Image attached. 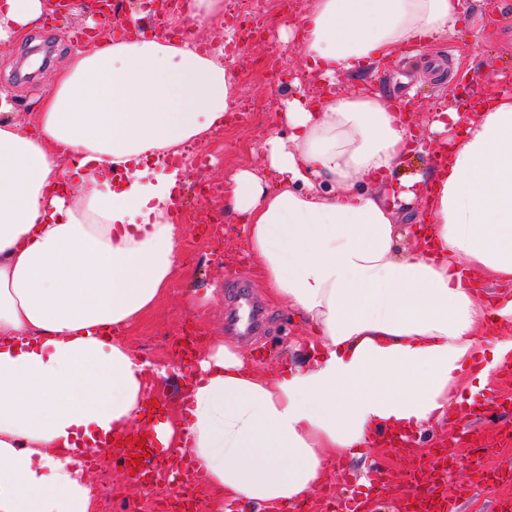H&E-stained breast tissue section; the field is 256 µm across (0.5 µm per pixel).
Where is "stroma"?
<instances>
[{
  "label": "stroma",
  "instance_id": "1",
  "mask_svg": "<svg viewBox=\"0 0 512 512\" xmlns=\"http://www.w3.org/2000/svg\"><path fill=\"white\" fill-rule=\"evenodd\" d=\"M467 4L470 13L481 12L490 18L485 34H475L468 23H461L455 36L427 40L420 57L400 52L371 74L372 82L384 94L411 99L416 109L417 134H427L431 111L445 92L466 94L490 73L512 74V0H467ZM255 12L262 34L243 46L239 59L234 62L242 107L227 115L223 130L208 142L196 145V153L211 155L209 169L200 172L190 168L183 175L184 202L198 213L197 223L184 225L185 260L172 279L169 294L125 336L135 351L156 368L175 364L176 337L197 332L207 340L234 341L238 350L248 357L254 350H262L265 358L257 362V369L275 375L287 364L294 343L302 338L303 328L296 313L267 298L255 277L253 264H246L239 281L226 279L223 265L203 244L210 218L220 216L225 226L234 225V216L226 210L228 180L238 169H261L263 143L277 131V114L283 110L285 99L293 96V83L300 75L297 49L281 41L277 32L278 25L293 20L287 6L274 7L270 0H255ZM82 23V11L77 8L52 32L37 31L26 42L0 44V92L7 94L14 120L27 122L33 99L64 64L67 50L73 47ZM457 53L467 58L469 78L461 80L452 76L453 56ZM270 55L276 58V77L255 73V62ZM251 102L261 104V111H245V104ZM204 179L215 190L201 203L196 190L198 182ZM241 285L260 301L266 315L262 330L250 340L236 335L224 317L230 296ZM204 292L209 293L210 299L200 312L193 307L191 298ZM511 427L512 414L492 422L473 419V438L461 449L466 461L448 475L442 486L448 494L458 487H466L467 494L460 500L458 512H498L499 500L512 498V482L490 487L479 482L474 474L477 467L489 465L512 475V446L496 443L498 432ZM368 455L388 476L385 489L369 501V512H401L411 492L407 481L409 461L386 445L369 449Z\"/></svg>",
  "mask_w": 512,
  "mask_h": 512
}]
</instances>
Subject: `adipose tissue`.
Listing matches in <instances>:
<instances>
[{
	"label": "adipose tissue",
	"mask_w": 512,
	"mask_h": 512,
	"mask_svg": "<svg viewBox=\"0 0 512 512\" xmlns=\"http://www.w3.org/2000/svg\"><path fill=\"white\" fill-rule=\"evenodd\" d=\"M466 12L465 0H312L282 28L332 92L289 100L286 134L265 142L261 171L231 176L228 208L268 296L312 337L275 377L214 341L157 422L156 377L104 331L168 294L183 169L167 161L223 129L235 74L187 40L107 35L74 48L27 123L0 96V512H97L71 450L145 426L194 459L208 512H280L306 503L333 460L387 429L425 431L491 381L466 369L488 322L495 361L512 351V92L485 82L482 109L430 122L448 161L416 177L430 192L428 245L410 251L398 205L415 194L397 173L413 133L367 76ZM52 19L46 0H0V41ZM340 77L353 90L335 92ZM467 271L499 285L495 301Z\"/></svg>",
	"instance_id": "adipose-tissue-1"
}]
</instances>
